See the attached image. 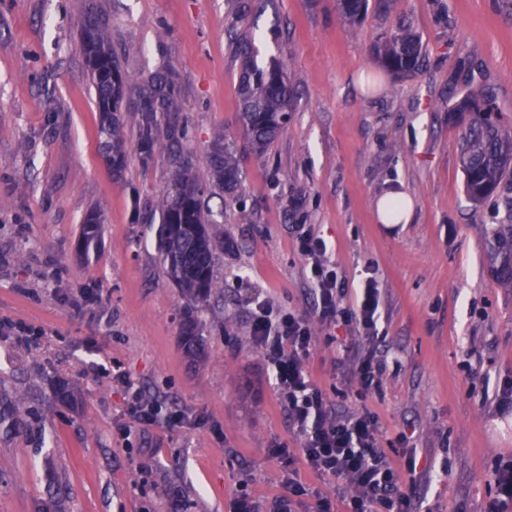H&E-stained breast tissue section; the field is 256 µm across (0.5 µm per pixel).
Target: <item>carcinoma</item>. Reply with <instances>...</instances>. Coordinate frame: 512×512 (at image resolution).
Segmentation results:
<instances>
[{
  "label": "carcinoma",
  "instance_id": "carcinoma-1",
  "mask_svg": "<svg viewBox=\"0 0 512 512\" xmlns=\"http://www.w3.org/2000/svg\"><path fill=\"white\" fill-rule=\"evenodd\" d=\"M341 14L350 25L362 22L369 0H337ZM80 51L84 56L100 113L99 148L112 169L125 168L129 150L123 137L127 125L137 128L135 152L144 163L156 153L171 154L172 169L157 198L159 215L158 253L167 279L184 297L203 304L224 293V282L214 274L216 239L212 214L203 198L219 191L235 197L242 183V171L233 145L224 132L214 133L204 156L210 181L196 176L193 152L182 147L178 123L179 89L170 70L158 72L134 85L112 48L108 24L88 17L81 29ZM235 52L241 60L238 106L243 131L256 155L265 154L288 124L294 95L284 59L260 63L251 39L241 37ZM376 61L396 77L419 70L423 61L420 36L407 22L399 23L379 40ZM462 105L473 106L474 116L464 134L461 155L466 190L470 199L482 202L492 197L506 173L512 171V133L492 121L491 108H479L470 96ZM99 211H88L81 225L83 252L96 249L101 238ZM484 244L491 272L502 286L512 288V213L508 223L494 224L485 231ZM180 335L186 356L193 362L204 357L201 323L185 313ZM23 397L0 394V432L12 434L19 427Z\"/></svg>",
  "mask_w": 512,
  "mask_h": 512
}]
</instances>
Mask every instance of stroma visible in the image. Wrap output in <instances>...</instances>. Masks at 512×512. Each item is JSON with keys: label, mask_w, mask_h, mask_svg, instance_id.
<instances>
[{"label": "stroma", "mask_w": 512, "mask_h": 512, "mask_svg": "<svg viewBox=\"0 0 512 512\" xmlns=\"http://www.w3.org/2000/svg\"><path fill=\"white\" fill-rule=\"evenodd\" d=\"M249 5L241 14L234 0H0V391L26 397L24 426L0 435V512H236L244 494L274 512L291 481L305 490L296 512L322 500L345 512L336 480L304 464L250 336L251 290L312 311L288 218L298 198L347 280L376 268L384 334L378 389L361 392L337 370L341 349L365 345L342 328L315 326L311 375L337 413L378 416L396 463L415 457L404 486L416 512H485L494 471L512 461V288L493 279L482 234L505 220L512 178L477 204L460 161L472 118L464 96L490 91L492 120L512 128V0H369L354 27L336 0ZM91 12L135 78L177 72L196 156L221 130L240 157L237 198L207 201L224 295L198 313L206 357L196 365L179 339L186 301L163 273L150 220L169 160L133 154L119 175L104 161L79 50ZM405 19L426 52L396 80L372 53ZM243 35L260 61L285 57L295 89L288 125L262 157L240 131L233 43ZM390 191L410 198V223L379 221ZM94 208L101 244L84 254L81 224ZM15 322L39 337L8 332ZM115 363L145 397L180 409L183 424L132 423L122 387L91 370Z\"/></svg>", "instance_id": "stroma-1"}]
</instances>
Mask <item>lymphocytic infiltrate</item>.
<instances>
[{"label":"lymphocytic infiltrate","instance_id":"lymphocytic-infiltrate-1","mask_svg":"<svg viewBox=\"0 0 512 512\" xmlns=\"http://www.w3.org/2000/svg\"><path fill=\"white\" fill-rule=\"evenodd\" d=\"M294 230L298 251L310 273L313 313L308 316L278 309L252 297V341L272 369L288 425L301 439L306 466L352 489L347 512H410L409 498L400 485L403 471H415V460L400 466L389 457L380 446V425L374 415L342 416L335 412L308 368L317 342L312 322L328 328L348 326L370 343L356 355L353 374L362 390L379 386L384 364L373 347L379 339L381 319L376 273L364 268L357 286L348 288L329 255L327 242L310 225L298 224ZM127 413L144 427L161 420L175 427L184 421L180 410L147 399L134 388L127 391Z\"/></svg>","mask_w":512,"mask_h":512}]
</instances>
